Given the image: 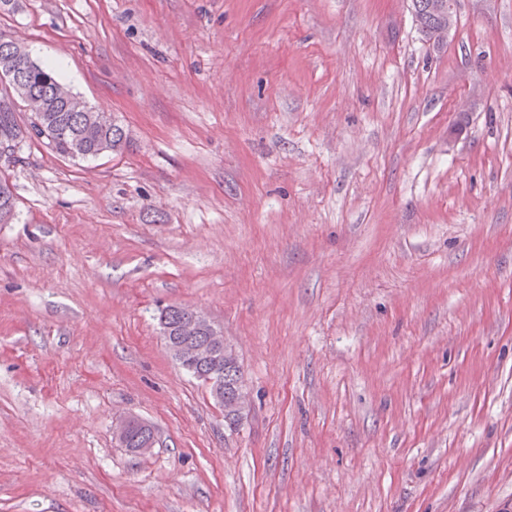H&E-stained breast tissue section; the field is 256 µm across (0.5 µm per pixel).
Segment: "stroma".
Returning <instances> with one entry per match:
<instances>
[{"label": "stroma", "mask_w": 512, "mask_h": 512, "mask_svg": "<svg viewBox=\"0 0 512 512\" xmlns=\"http://www.w3.org/2000/svg\"><path fill=\"white\" fill-rule=\"evenodd\" d=\"M456 17L436 47L406 0L0 4L128 135L0 161V512H512V0ZM15 198L9 183L8 178L5 175L0 177V224L9 223L15 215ZM182 323L177 330L167 327L165 318L160 319L161 335L165 344L176 359L180 362L184 354L191 353L201 360L209 359L216 354H224L226 344L221 331L217 330L207 317L197 309L182 306ZM207 335L209 345L197 346V339ZM236 357L232 356V352L230 351L226 356H224V360L220 359L219 362L216 360H212L208 366L219 365L220 368L224 367V376L223 373H209L205 375L203 378L205 379L206 384H208L213 391L218 394L219 402L224 404V418L228 420L230 423L237 422L240 417L237 414V409L234 407L237 406V402L235 403V397L231 396L228 399L224 400V377L225 379H230L226 386L230 383L236 384L237 382H241V371L240 366L236 362Z\"/></svg>", "instance_id": "stroma-1"}]
</instances>
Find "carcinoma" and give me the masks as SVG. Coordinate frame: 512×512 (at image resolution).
I'll list each match as a JSON object with an SVG mask.
<instances>
[{"label": "carcinoma", "mask_w": 512, "mask_h": 512, "mask_svg": "<svg viewBox=\"0 0 512 512\" xmlns=\"http://www.w3.org/2000/svg\"><path fill=\"white\" fill-rule=\"evenodd\" d=\"M436 0H418V13L414 20L427 39H432L444 24V18L435 10ZM16 73L20 80L6 81L0 85V143L11 141L17 145L29 138L43 140L45 145L55 154L63 158L92 160L99 156L100 150L119 153L126 145L127 135L122 126L115 122L100 123V136L103 145L99 146L90 140L76 153V142L79 135L87 127L90 117L97 115V109L90 107L85 112H46L36 119H29L25 127L16 119L17 102L21 95L27 93L48 101L61 99L66 87L59 81L56 74L48 67L41 65L36 69L17 63ZM15 198L6 176L0 177V224L9 223L15 215ZM210 365L224 368V377L232 383L241 381L240 366L232 354Z\"/></svg>", "instance_id": "obj_1"}]
</instances>
